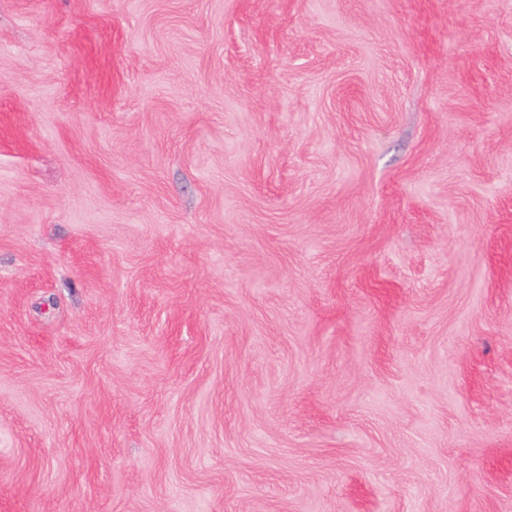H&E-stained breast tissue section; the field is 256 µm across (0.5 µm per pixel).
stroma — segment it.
I'll return each instance as SVG.
<instances>
[{
	"label": "stroma",
	"mask_w": 512,
	"mask_h": 512,
	"mask_svg": "<svg viewBox=\"0 0 512 512\" xmlns=\"http://www.w3.org/2000/svg\"><path fill=\"white\" fill-rule=\"evenodd\" d=\"M0 512H512V0H0Z\"/></svg>",
	"instance_id": "obj_1"
}]
</instances>
